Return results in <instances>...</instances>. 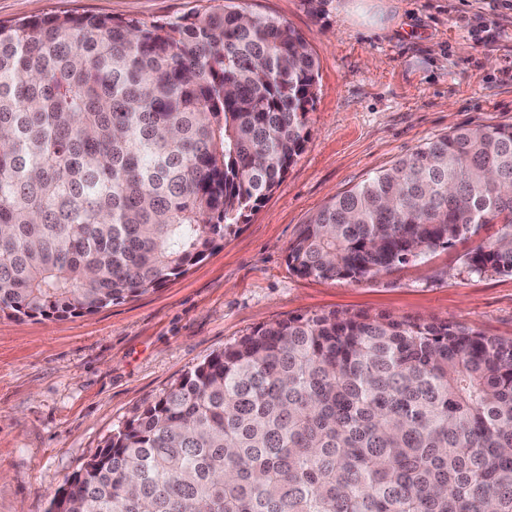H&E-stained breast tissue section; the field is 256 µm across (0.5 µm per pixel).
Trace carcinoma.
Here are the masks:
<instances>
[{
  "label": "carcinoma",
  "mask_w": 512,
  "mask_h": 512,
  "mask_svg": "<svg viewBox=\"0 0 512 512\" xmlns=\"http://www.w3.org/2000/svg\"><path fill=\"white\" fill-rule=\"evenodd\" d=\"M305 37L230 5L0 24V314H92L185 274L304 150ZM487 224L512 273V126L332 197L288 247L357 281ZM48 512H512V339L336 312L256 327L127 420Z\"/></svg>",
  "instance_id": "1"
}]
</instances>
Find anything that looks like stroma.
Masks as SVG:
<instances>
[{
  "label": "stroma",
  "mask_w": 512,
  "mask_h": 512,
  "mask_svg": "<svg viewBox=\"0 0 512 512\" xmlns=\"http://www.w3.org/2000/svg\"><path fill=\"white\" fill-rule=\"evenodd\" d=\"M207 0H0V22L51 14H193ZM300 32L318 61L308 141L247 221L186 274L79 317L0 315V512H47L147 402L263 323L329 312L425 319L512 338V274L437 249L357 282L302 278L287 253L343 193L452 130L512 125V0H237ZM490 28L478 39L474 29Z\"/></svg>",
  "instance_id": "obj_1"
}]
</instances>
